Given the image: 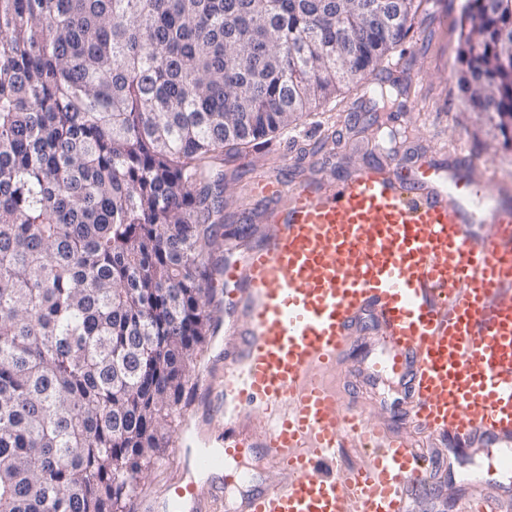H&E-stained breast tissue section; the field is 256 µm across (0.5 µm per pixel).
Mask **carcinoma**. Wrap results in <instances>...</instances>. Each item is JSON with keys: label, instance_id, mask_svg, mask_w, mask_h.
<instances>
[{"label": "carcinoma", "instance_id": "carcinoma-1", "mask_svg": "<svg viewBox=\"0 0 512 512\" xmlns=\"http://www.w3.org/2000/svg\"><path fill=\"white\" fill-rule=\"evenodd\" d=\"M423 2L0 0V512H120L207 331L217 163L369 88ZM457 63L512 143V0H465Z\"/></svg>", "mask_w": 512, "mask_h": 512}]
</instances>
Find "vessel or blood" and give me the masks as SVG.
<instances>
[{
	"instance_id": "1",
	"label": "vessel or blood",
	"mask_w": 512,
	"mask_h": 512,
	"mask_svg": "<svg viewBox=\"0 0 512 512\" xmlns=\"http://www.w3.org/2000/svg\"><path fill=\"white\" fill-rule=\"evenodd\" d=\"M425 162L363 167L329 187L262 181L270 201L258 244L219 272L238 346L224 354L218 416L224 445L196 454L211 471L238 457L263 412L260 453L276 471L236 512H406L409 487L431 476L412 442L364 424L326 381L359 315L375 318L392 368L409 374L407 413L462 445L512 447V212L494 232L465 198L484 179ZM372 447L368 465L338 469L347 439ZM179 512H213L218 491L177 487Z\"/></svg>"
}]
</instances>
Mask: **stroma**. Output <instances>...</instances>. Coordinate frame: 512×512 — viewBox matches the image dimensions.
Returning <instances> with one entry per match:
<instances>
[{
	"label": "stroma",
	"instance_id": "1",
	"mask_svg": "<svg viewBox=\"0 0 512 512\" xmlns=\"http://www.w3.org/2000/svg\"><path fill=\"white\" fill-rule=\"evenodd\" d=\"M464 0H427L406 41L392 54L387 72L410 85L407 96L394 106L393 127L407 128L410 137L392 152L385 137L364 132L363 121L374 109L373 95L345 91L304 118L297 126L277 135L262 150L252 151L224 163V228L212 253L214 263L241 255L261 239L264 225L257 218L265 202L254 195L258 181L284 180L298 184L323 178L337 182L365 166L412 167L422 160L436 166L440 175L449 168L474 167L489 172L487 196L477 206L496 205L512 211V146L489 130L464 101L455 69L460 41V16ZM353 344L336 365V390L342 401H357L365 419L406 430L407 386L402 377L391 376L383 386L375 365L382 359L375 321L366 315L352 330ZM235 341L230 332L207 334L190 365L188 381L177 407L173 432L166 448L153 460L127 504L126 512H173L174 489L189 481L187 448L196 447L197 434L216 436L213 413L218 404L200 387L201 378L218 371L224 351ZM261 426H254L241 463L225 461L212 472L211 482L222 484L224 501L218 512L273 476L255 443ZM418 445L437 465L435 476L411 489L407 512H459L462 502L484 492L493 495L501 512H512V468H491L490 457L499 445L483 442L456 448L445 436H420ZM479 474L481 485L466 481Z\"/></svg>",
	"mask_w": 512,
	"mask_h": 512
}]
</instances>
